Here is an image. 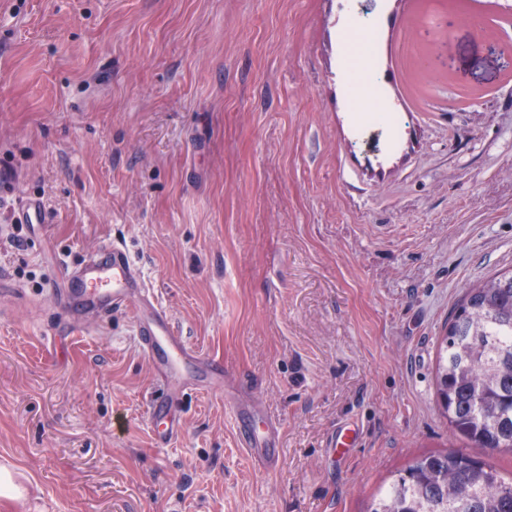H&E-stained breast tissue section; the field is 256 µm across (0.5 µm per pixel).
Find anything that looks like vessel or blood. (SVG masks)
<instances>
[{
  "instance_id": "vessel-or-blood-1",
  "label": "vessel or blood",
  "mask_w": 512,
  "mask_h": 512,
  "mask_svg": "<svg viewBox=\"0 0 512 512\" xmlns=\"http://www.w3.org/2000/svg\"><path fill=\"white\" fill-rule=\"evenodd\" d=\"M55 298L65 311L77 306L82 312L101 317L118 307H133L141 347L166 392L181 390L193 381L219 378L224 373L219 362L206 360L186 345L167 312L146 292L141 274L123 245L108 243L99 253L84 258L69 276L66 287L57 290ZM225 405L251 460L262 469H276V421L230 395L226 396Z\"/></svg>"
}]
</instances>
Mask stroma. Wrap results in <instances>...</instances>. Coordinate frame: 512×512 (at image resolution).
<instances>
[{"mask_svg": "<svg viewBox=\"0 0 512 512\" xmlns=\"http://www.w3.org/2000/svg\"><path fill=\"white\" fill-rule=\"evenodd\" d=\"M29 200L46 229H14ZM111 241L277 421V469L220 387L155 445L133 309L67 334L52 292ZM510 266L512 0H0V459L30 485L0 512H365L432 452L511 472L436 401L464 289Z\"/></svg>", "mask_w": 512, "mask_h": 512, "instance_id": "1", "label": "stroma"}]
</instances>
